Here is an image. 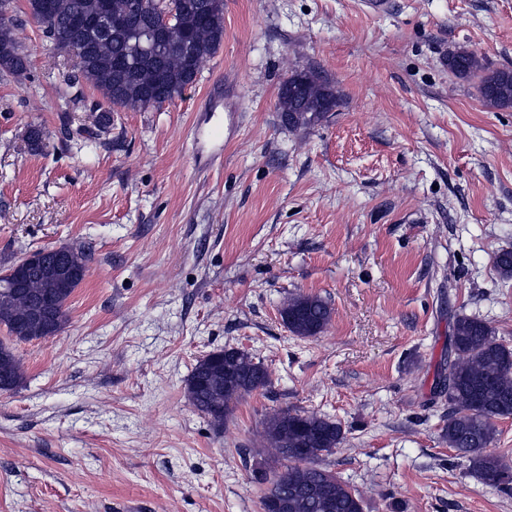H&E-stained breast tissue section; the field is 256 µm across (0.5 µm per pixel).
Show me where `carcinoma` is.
<instances>
[{
  "instance_id": "carcinoma-1",
  "label": "carcinoma",
  "mask_w": 512,
  "mask_h": 512,
  "mask_svg": "<svg viewBox=\"0 0 512 512\" xmlns=\"http://www.w3.org/2000/svg\"><path fill=\"white\" fill-rule=\"evenodd\" d=\"M32 18L58 48L78 59V74L98 91L109 109L140 111L160 107L181 96L196 81L203 65L224 42V0H107L112 34L98 38L75 20L98 13L101 0H53L50 11L41 0H26ZM174 11L167 36L152 44L147 33L160 13ZM448 70L460 79L479 77L478 92L494 108H512V69H491L466 47L448 52ZM14 25L0 22V70L27 69ZM294 94L280 91L277 111L290 126L310 125L336 108V91L314 69L291 75ZM494 266L512 279V251L498 253ZM23 287L0 290V325L16 342L45 339L66 326L68 302L84 280L75 276L64 288H52L39 270L22 276ZM288 329L300 337L321 333L331 308L318 296L297 295L281 311ZM448 394V422L443 439L467 458L486 485L512 490V470L488 451L496 436L495 420L512 416V349L493 338V330L477 316L459 314L451 325L448 374L440 376ZM24 380L21 360L12 344L0 341V391H12ZM261 362L236 349L224 348L198 360L187 382L192 405L216 425L245 395L268 384ZM267 455L255 467L265 494L282 495L287 512H364L361 495L352 492L331 469L317 464L343 439L336 421L316 413L275 410L260 433Z\"/></svg>"
}]
</instances>
